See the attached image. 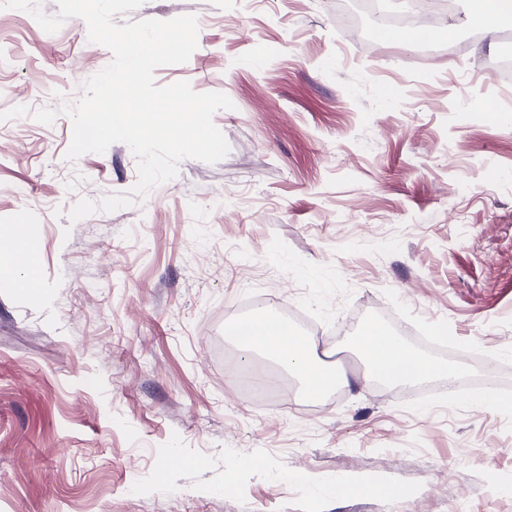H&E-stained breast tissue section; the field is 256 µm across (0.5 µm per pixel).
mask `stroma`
<instances>
[{
	"instance_id": "obj_1",
	"label": "stroma",
	"mask_w": 512,
	"mask_h": 512,
	"mask_svg": "<svg viewBox=\"0 0 512 512\" xmlns=\"http://www.w3.org/2000/svg\"><path fill=\"white\" fill-rule=\"evenodd\" d=\"M353 2L115 16L197 17V49L154 80L227 95L230 151L75 222L79 199L127 192L137 160L116 143L67 161L70 118L33 113L113 55L82 19L48 33L0 10V111L30 110L0 121V230L32 225L39 278L35 294L0 278V512H512L492 482L512 481V112L484 82L512 19L487 37L460 0L452 37L422 48L355 34ZM252 298L302 305L300 333L350 373L372 318L471 380L494 357L509 405L366 380L255 407L225 334ZM299 471L403 492L318 499Z\"/></svg>"
}]
</instances>
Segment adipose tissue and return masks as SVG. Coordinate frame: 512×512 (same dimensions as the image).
Returning <instances> with one entry per match:
<instances>
[{"mask_svg":"<svg viewBox=\"0 0 512 512\" xmlns=\"http://www.w3.org/2000/svg\"><path fill=\"white\" fill-rule=\"evenodd\" d=\"M16 274L21 275L23 286L35 289L32 249L26 236L18 238L11 249L0 252V275ZM228 334L242 348L260 352L294 374L306 401H317L331 388L351 383L347 375L317 359L307 337L273 319L268 312L256 313L229 329ZM357 347L368 372L393 386L409 387L433 375L446 379L456 375L453 367L434 364L413 352L399 336L376 325L364 328Z\"/></svg>","mask_w":512,"mask_h":512,"instance_id":"ef3b65f1","label":"adipose tissue"}]
</instances>
